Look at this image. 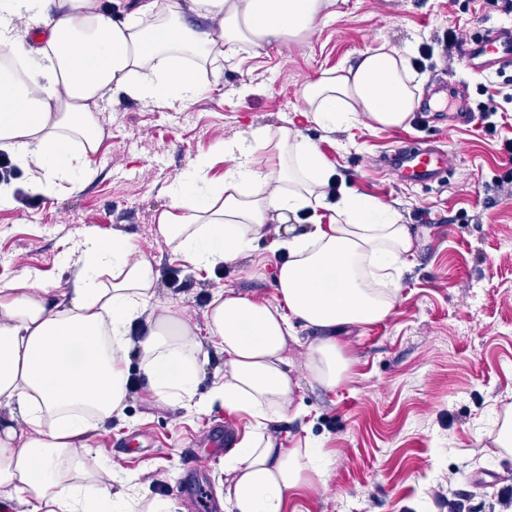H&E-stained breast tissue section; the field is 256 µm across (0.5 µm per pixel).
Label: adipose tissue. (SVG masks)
Segmentation results:
<instances>
[{"label": "adipose tissue", "mask_w": 512, "mask_h": 512, "mask_svg": "<svg viewBox=\"0 0 512 512\" xmlns=\"http://www.w3.org/2000/svg\"><path fill=\"white\" fill-rule=\"evenodd\" d=\"M339 0H136L114 23L104 0H0V52L24 59V74L0 68V149L33 173L42 192L58 179L83 183L103 136L99 102L122 93L184 105L202 92L188 56L297 37ZM39 21L45 46L32 52L25 21ZM416 74L400 50L379 47L303 89V116L333 133L403 126L416 105ZM229 161L222 187H206L210 159L197 157L167 188L157 230L196 268L248 256L273 224L288 233L278 253L274 302L233 289L213 291L204 326L155 300L158 273L129 261L120 237L87 235L73 250L71 288L26 274L0 284V503L22 512H130L135 488L113 491L90 440L127 397L131 356L159 400L203 411L216 406L252 423L219 460L222 493L233 512H285L288 497L326 484L322 446L285 447L268 432L293 412L303 381L333 390L347 361L331 332L388 318L395 284L414 240L400 211L377 198L324 189L333 175L317 145L296 125L257 127L222 143ZM269 163L258 166L256 151ZM111 267L112 279L98 271ZM322 329L302 365L288 356L296 326ZM223 358L207 397L197 398L199 366ZM302 375H295V368Z\"/></svg>", "instance_id": "adipose-tissue-1"}]
</instances>
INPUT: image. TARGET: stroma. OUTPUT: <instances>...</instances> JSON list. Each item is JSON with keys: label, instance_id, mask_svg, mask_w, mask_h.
Here are the masks:
<instances>
[{"label": "stroma", "instance_id": "1", "mask_svg": "<svg viewBox=\"0 0 512 512\" xmlns=\"http://www.w3.org/2000/svg\"><path fill=\"white\" fill-rule=\"evenodd\" d=\"M510 20L505 0H344L304 37L249 45L230 60L208 56L196 67L204 91L187 106L105 98L93 180L34 193L29 173L11 167L13 201L0 206V283L31 271L47 287H71L76 269L67 250L94 231L125 239L130 260L151 261L158 303L185 309L196 323L222 286L274 302L271 239L249 257L203 272L167 246L156 224L169 204L168 185L198 154L209 155L208 180L217 185L226 167L220 142L251 126L294 123L346 187L398 207L415 246L391 316L335 332L348 381L332 391L305 384L296 400L301 416L270 426L283 442L307 438L332 458L326 485L288 500L287 512H512V450L496 444L512 407V189L499 185L512 168L500 148L512 137V103L499 84L470 75L444 42L448 27L467 34ZM384 44L429 45L430 56L416 66L423 90L439 78L464 81L477 104L496 107L492 124L477 119L451 130L409 121L365 128L352 140L302 118L307 83ZM402 139L436 142L452 156L453 172L408 185L375 166ZM222 422L240 436L250 419L219 406L174 408L143 386L92 445L107 470L149 482L158 497L200 457V492L178 495V505L229 512L219 505L216 469L225 451L204 445Z\"/></svg>", "mask_w": 512, "mask_h": 512}]
</instances>
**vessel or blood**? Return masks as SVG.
<instances>
[{
	"mask_svg": "<svg viewBox=\"0 0 512 512\" xmlns=\"http://www.w3.org/2000/svg\"><path fill=\"white\" fill-rule=\"evenodd\" d=\"M457 60L471 72L485 74L512 69V23L484 28L468 35L454 47ZM418 112H453L460 122H467L472 110L471 98L461 84L451 79L440 80L433 95L422 99ZM445 155L422 152L407 147L396 148L390 167L400 180L423 184L436 179L446 165Z\"/></svg>",
	"mask_w": 512,
	"mask_h": 512,
	"instance_id": "vessel-or-blood-1",
	"label": "vessel or blood"
}]
</instances>
